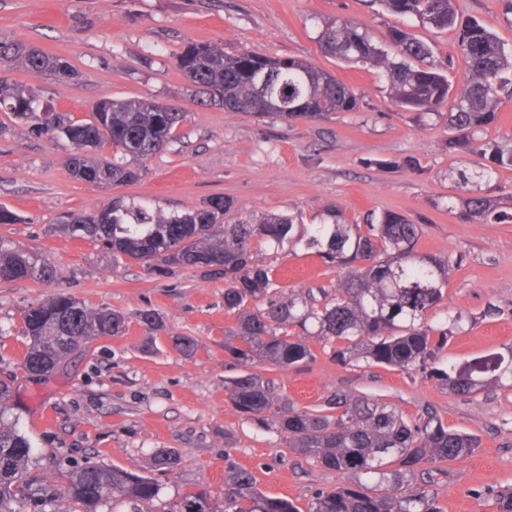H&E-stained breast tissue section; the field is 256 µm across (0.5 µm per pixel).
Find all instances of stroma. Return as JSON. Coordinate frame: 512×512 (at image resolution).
Returning <instances> with one entry per match:
<instances>
[{"instance_id": "1", "label": "stroma", "mask_w": 512, "mask_h": 512, "mask_svg": "<svg viewBox=\"0 0 512 512\" xmlns=\"http://www.w3.org/2000/svg\"><path fill=\"white\" fill-rule=\"evenodd\" d=\"M454 4L460 21L479 20L512 48L502 0ZM337 18L361 24L377 42L400 22L373 0H0V34L64 58L79 72L58 80L5 67L0 73L13 84L40 89L77 120L111 98L169 104L185 114L168 149L142 163L138 182L112 186L73 178L74 148L67 140L30 132L0 111V204L20 218L0 224V236L40 253L54 268L42 283L0 281V380L13 383L8 415L32 442L31 475L55 483L76 460L115 465L159 485L152 512H171L188 493L219 498L225 473L236 467L250 469L263 492L302 510L317 491L350 482L294 452L276 430L245 419L228 402L224 380L237 370L224 354V337L237 322L224 310L223 279L193 268L161 276L144 264L116 266L111 254L61 229L60 217L88 215L117 198L170 214L223 195L234 201L233 222L299 213L304 223L316 224L339 209L355 224L372 210L401 213L421 225V252L459 261L436 318L462 314L463 330L450 339L442 363L512 359V224L465 223L449 212L448 200L458 193L450 173L474 166L476 156L448 152L445 123L397 107L375 70L324 55L318 33L323 22ZM407 29L432 47L435 59H454L448 79L460 87L454 32L413 22ZM190 41L217 43L228 53L308 60L361 96L362 106L319 121L199 107L175 61ZM404 157L417 158L419 169L376 165ZM254 250L276 268L285 291L329 288L339 277L302 250L277 252L262 243ZM60 293L122 312L127 328L91 342L88 353L71 355L47 379L22 377L21 313ZM491 306L499 314L489 319L484 312ZM145 311L159 315L162 331L141 323ZM178 336L194 339L192 354L176 347ZM309 345L312 361L288 369L258 361L250 370L272 379L281 396L301 407L345 391L379 398L407 415L433 408L450 427L480 440L473 455L436 476L443 512H496L497 494L512 491V382L460 397L419 375L338 365L318 338ZM163 451L177 452L173 469L154 467V455Z\"/></svg>"}]
</instances>
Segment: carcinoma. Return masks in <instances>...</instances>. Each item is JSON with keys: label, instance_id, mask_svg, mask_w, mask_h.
Segmentation results:
<instances>
[{"label": "carcinoma", "instance_id": "1", "mask_svg": "<svg viewBox=\"0 0 512 512\" xmlns=\"http://www.w3.org/2000/svg\"><path fill=\"white\" fill-rule=\"evenodd\" d=\"M383 7L422 27L452 29L465 80L455 92L445 75L453 61L434 59L432 49L400 27L374 42L359 24L336 20L318 34L322 53L347 65L370 66L386 80L397 106L420 118H446L450 152L481 158L473 168L454 171L462 195L458 217L469 223H512V195L491 196L482 185L499 170H512V137L490 129L498 111L512 101V49L477 20L458 22L453 0H379ZM20 62L34 74L61 79L78 76L73 65L38 46L0 36V65ZM176 66L196 102L263 118L317 121L336 112H355L360 99L340 79L313 63L294 57L249 50L224 53L215 44H186ZM269 77L268 88L255 80ZM448 108V113L441 112ZM0 109L51 139L64 138L75 149L72 175L89 183L123 184L139 178L137 163L165 151L184 119L179 109L140 99L97 102L91 120L76 121L41 102L38 91L22 89L0 76ZM112 139L122 162L102 164L91 157L98 144ZM233 201L220 195L181 214L166 215L143 204L111 202L96 215L63 225L74 237L112 253L113 264L140 261L167 275L178 267L224 277V312L236 316L238 328L224 339L229 363L243 372L224 380L230 404L244 418L271 426L298 454L323 467L349 475L348 486L323 489L306 512H442L429 488L432 473L416 486L424 462L446 463L473 454L478 439L448 427L427 407L411 416L366 395L333 391L312 407L280 398L275 384L244 371L264 360L279 368L314 359L306 337L329 343L341 366L362 362L433 378L449 392L470 397L512 376L499 357L476 360L464 368L439 366L440 353L460 331L463 317L435 323L432 314L448 298V278L457 260L418 250L421 228L405 216L370 212L364 223L351 224L339 210L318 224L297 215L268 214L259 223L227 224ZM276 250L301 248L343 273L336 288L305 292L277 288L275 268L254 259L253 245ZM53 267L41 255L0 237V280L45 281ZM21 332L27 339L22 370L49 377L73 353L103 336L126 329V317L112 309H90L70 295L58 294L26 307ZM11 387L0 382V512H25L58 499L66 512H98L116 501H129L151 512L159 494L152 478L116 466L77 465L63 474V485L28 476L31 443L18 423L4 418ZM175 512H300L293 502L264 494L247 468L224 477L221 507L204 493L185 495Z\"/></svg>", "mask_w": 512, "mask_h": 512}]
</instances>
